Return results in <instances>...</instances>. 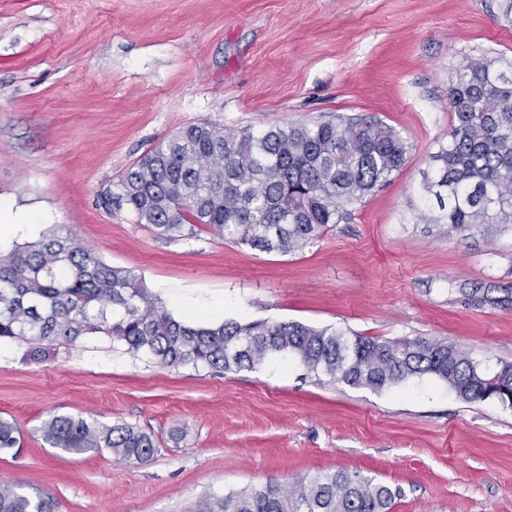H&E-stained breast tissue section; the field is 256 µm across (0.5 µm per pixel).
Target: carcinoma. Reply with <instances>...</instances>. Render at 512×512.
I'll return each mask as SVG.
<instances>
[{"label": "carcinoma", "instance_id": "1", "mask_svg": "<svg viewBox=\"0 0 512 512\" xmlns=\"http://www.w3.org/2000/svg\"><path fill=\"white\" fill-rule=\"evenodd\" d=\"M455 124L431 156L423 188L435 221L456 230L512 224V69L488 59L467 62L448 88ZM408 147L391 126L358 117L226 131L203 122L179 129L129 165L109 199L158 235L207 226L261 251H298L348 208L360 204L404 165ZM100 335L161 367L254 368L268 356L295 358L319 382L382 391L435 376L466 402L494 399L512 408V365L496 385L446 341H381L296 321L186 322L158 302L129 271L106 264L71 235L52 233L0 253V341L46 348ZM52 448L85 454L104 448L143 462L153 437L130 424L54 415L40 428ZM20 447L17 426L0 419V453ZM397 492L338 471L285 486L260 487L198 505L197 512H389ZM49 493L0 487V512H55Z\"/></svg>", "mask_w": 512, "mask_h": 512}]
</instances>
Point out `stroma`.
Wrapping results in <instances>:
<instances>
[{
  "label": "stroma",
  "instance_id": "stroma-1",
  "mask_svg": "<svg viewBox=\"0 0 512 512\" xmlns=\"http://www.w3.org/2000/svg\"><path fill=\"white\" fill-rule=\"evenodd\" d=\"M474 58L512 62L501 0H0V199L39 223L0 251L72 232L175 315L299 321L455 343L512 365V229L434 223L422 191L453 124L448 87ZM378 119L409 153L313 245L262 252L199 226L165 239L106 193L196 122L227 130L320 113ZM0 344V419L21 433L0 486L56 512H189L198 501L345 470L399 488L390 512H512V408L425 376L374 392L296 361L163 368L85 338L29 360ZM56 414L128 423L157 450L126 462L47 445Z\"/></svg>",
  "mask_w": 512,
  "mask_h": 512
}]
</instances>
